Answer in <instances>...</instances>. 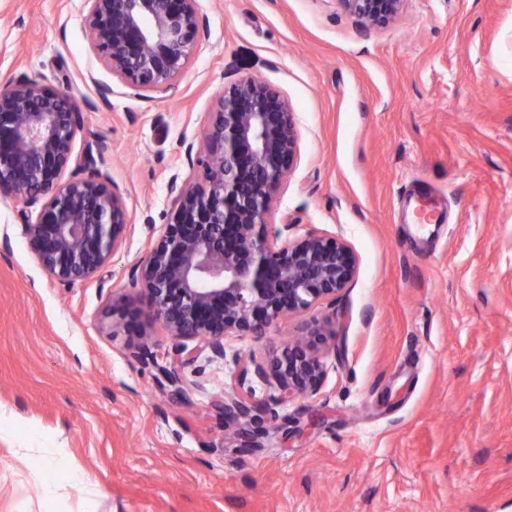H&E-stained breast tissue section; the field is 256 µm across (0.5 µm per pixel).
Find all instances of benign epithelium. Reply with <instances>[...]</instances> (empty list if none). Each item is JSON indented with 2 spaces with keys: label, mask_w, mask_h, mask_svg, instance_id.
Segmentation results:
<instances>
[{
  "label": "benign epithelium",
  "mask_w": 512,
  "mask_h": 512,
  "mask_svg": "<svg viewBox=\"0 0 512 512\" xmlns=\"http://www.w3.org/2000/svg\"><path fill=\"white\" fill-rule=\"evenodd\" d=\"M197 0H86L92 47L112 74L138 91L169 88L198 47ZM365 26L389 22L403 0H343ZM83 123L73 96L33 79L0 86V197L38 208L22 235L45 273L63 285L89 280L123 244L131 216L112 181L93 170L66 175ZM196 157L202 181L172 178L171 221L133 269L132 284L148 316L176 340L162 368L181 391L178 362L196 340L224 357V337L266 335L279 320L334 299L355 280L358 260L342 241L309 232L282 239L267 217L298 153L291 107L276 89L244 76L224 89ZM141 310L112 305V335H131ZM329 321L306 329L269 366L281 399L317 390L324 374L322 346ZM133 356L158 364L147 332L136 333ZM228 421L250 416L242 397L217 400Z\"/></svg>",
  "instance_id": "benign-epithelium-1"
}]
</instances>
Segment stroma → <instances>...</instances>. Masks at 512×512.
<instances>
[{
	"instance_id": "stroma-1",
	"label": "stroma",
	"mask_w": 512,
	"mask_h": 512,
	"mask_svg": "<svg viewBox=\"0 0 512 512\" xmlns=\"http://www.w3.org/2000/svg\"><path fill=\"white\" fill-rule=\"evenodd\" d=\"M195 57L138 92L93 50L85 0H0V84L74 95L75 157L122 192L132 224L90 280H52L0 199V512H512V0H404L363 28L341 0H198ZM274 86L299 152L269 223L347 243L334 302L228 336L181 390L112 337L108 311L197 179L225 87ZM112 89L101 98L99 85ZM419 192L441 221L415 234ZM316 392L284 402L251 370L324 317ZM242 396L258 445L211 406Z\"/></svg>"
}]
</instances>
